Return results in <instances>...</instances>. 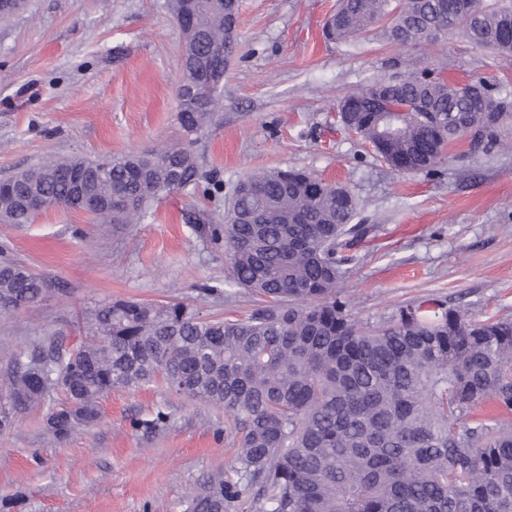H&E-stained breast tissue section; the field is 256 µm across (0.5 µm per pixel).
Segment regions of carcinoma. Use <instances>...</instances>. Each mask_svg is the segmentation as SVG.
Segmentation results:
<instances>
[{"label":"carcinoma","mask_w":512,"mask_h":512,"mask_svg":"<svg viewBox=\"0 0 512 512\" xmlns=\"http://www.w3.org/2000/svg\"><path fill=\"white\" fill-rule=\"evenodd\" d=\"M225 0H197L193 48L224 41ZM450 30L479 48L512 54V0H472L448 14V0H339L323 26L328 41L372 31L416 46ZM220 93L178 104L188 136L212 123ZM364 142H383L382 161L431 172L447 146L465 139L472 155L501 145L512 94L482 79L448 83L441 73L377 80L342 97ZM420 103L394 133L380 136L379 111ZM89 174L83 210L94 224H138L160 195L186 187L219 194L187 148L161 147L94 159L48 160L0 181V222L31 224L52 207L73 208L72 170ZM170 171L181 182L160 185ZM224 223L201 212L203 233L224 244L227 284L254 298L244 319L201 318L183 303L117 300L87 317L86 339L67 348L55 334L8 361L0 376V432L32 405L50 402L47 430L68 438L100 418L115 389L160 380L171 391L224 408L238 437L235 483L210 478L189 512H512V321L473 320L432 302L400 308L382 325L351 318L341 294L355 201L296 169L250 173ZM36 199L31 207L25 199ZM50 279L0 262V314L63 294ZM491 400L496 412L479 407Z\"/></svg>","instance_id":"carcinoma-1"}]
</instances>
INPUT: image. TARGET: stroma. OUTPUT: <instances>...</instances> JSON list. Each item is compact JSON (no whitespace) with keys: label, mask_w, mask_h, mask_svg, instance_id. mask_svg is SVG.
Returning a JSON list of instances; mask_svg holds the SVG:
<instances>
[{"label":"stroma","mask_w":512,"mask_h":512,"mask_svg":"<svg viewBox=\"0 0 512 512\" xmlns=\"http://www.w3.org/2000/svg\"><path fill=\"white\" fill-rule=\"evenodd\" d=\"M336 0H241L223 103L195 143L222 192L159 196L139 224H94L54 207L31 224L0 223L7 258L66 286L65 295L0 314V366L61 332L84 339V314L116 300L181 302L205 318L247 317L250 296L214 298L227 280L222 246L187 216L224 207L244 175L301 169L340 183L355 223L376 227L354 244L342 292L353 319L387 322L403 305L439 299L482 319L512 318V133L490 155L451 144L436 172L403 176L336 121V103L369 82L443 72L484 78L512 93V55L474 47L461 32L417 47L366 35L326 41ZM182 37L168 0H25L0 21V179L43 160L186 146L177 119ZM101 417L69 438L46 429V407L0 432V504L9 512H186L209 477L236 481L224 410L162 383L117 389ZM166 413L156 423L157 413Z\"/></svg>","instance_id":"35a3bbf8"}]
</instances>
